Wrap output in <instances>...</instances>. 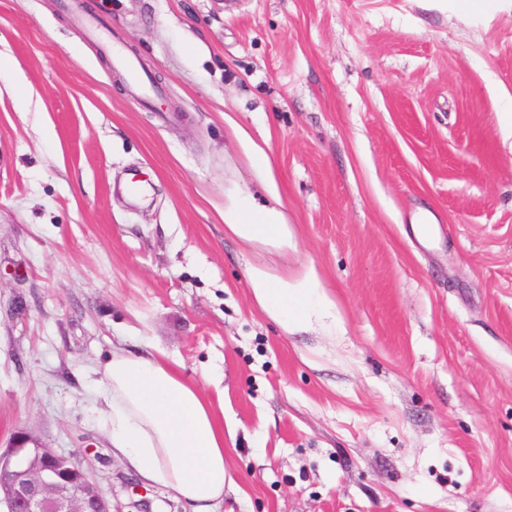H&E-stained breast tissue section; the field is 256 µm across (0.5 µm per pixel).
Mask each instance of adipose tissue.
I'll return each mask as SVG.
<instances>
[{"label":"adipose tissue","instance_id":"obj_1","mask_svg":"<svg viewBox=\"0 0 512 512\" xmlns=\"http://www.w3.org/2000/svg\"><path fill=\"white\" fill-rule=\"evenodd\" d=\"M227 233L248 243L288 248L292 232L274 207L240 198L224 212ZM252 294L282 326L328 317L333 302L315 271L288 281L260 265L248 270ZM102 410L112 444L142 478L162 485L191 512H214L234 477L224 462V419L178 369L150 353L113 352L103 368Z\"/></svg>","mask_w":512,"mask_h":512}]
</instances>
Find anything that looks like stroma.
I'll return each mask as SVG.
<instances>
[{
  "label": "stroma",
  "instance_id": "stroma-1",
  "mask_svg": "<svg viewBox=\"0 0 512 512\" xmlns=\"http://www.w3.org/2000/svg\"><path fill=\"white\" fill-rule=\"evenodd\" d=\"M1 59L0 444L187 512L101 419L147 350L224 411L216 512H512V0H0ZM244 196L292 247L225 234ZM253 264L315 270L335 332L272 320ZM115 59L118 65L124 70L129 84L142 92L141 96L144 100L151 99L150 92L152 89L148 86L145 77L138 70L135 63L120 54H116Z\"/></svg>",
  "mask_w": 512,
  "mask_h": 512
}]
</instances>
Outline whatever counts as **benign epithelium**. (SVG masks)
<instances>
[{
  "label": "benign epithelium",
  "mask_w": 512,
  "mask_h": 512,
  "mask_svg": "<svg viewBox=\"0 0 512 512\" xmlns=\"http://www.w3.org/2000/svg\"><path fill=\"white\" fill-rule=\"evenodd\" d=\"M0 504L6 512H112L87 471L29 431L0 449Z\"/></svg>",
  "instance_id": "1"
}]
</instances>
